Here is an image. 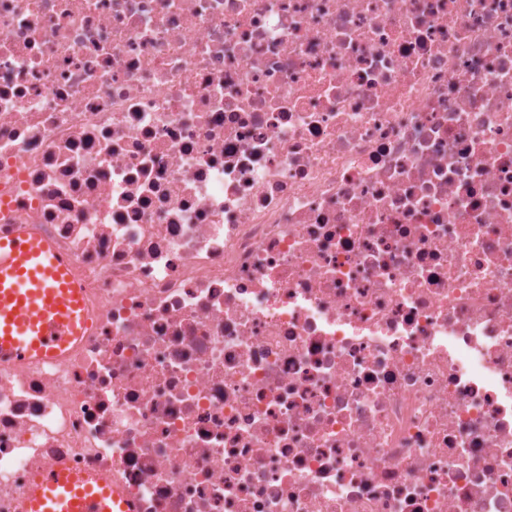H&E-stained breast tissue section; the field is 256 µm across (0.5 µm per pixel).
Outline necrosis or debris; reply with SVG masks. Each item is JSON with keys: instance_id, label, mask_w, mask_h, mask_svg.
Masks as SVG:
<instances>
[{"instance_id": "1", "label": "necrosis or debris", "mask_w": 512, "mask_h": 512, "mask_svg": "<svg viewBox=\"0 0 512 512\" xmlns=\"http://www.w3.org/2000/svg\"><path fill=\"white\" fill-rule=\"evenodd\" d=\"M90 327L0 362V512H512V0H0V238ZM113 506L119 511H113ZM20 507L22 512L136 511L122 489L112 485V478L98 473H70L61 463L40 470Z\"/></svg>"}]
</instances>
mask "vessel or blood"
Masks as SVG:
<instances>
[{
    "label": "vessel or blood",
    "instance_id": "1",
    "mask_svg": "<svg viewBox=\"0 0 512 512\" xmlns=\"http://www.w3.org/2000/svg\"><path fill=\"white\" fill-rule=\"evenodd\" d=\"M84 292L68 257L29 228L0 241V361H53L83 336ZM22 512H136L110 477L40 470Z\"/></svg>",
    "mask_w": 512,
    "mask_h": 512
}]
</instances>
